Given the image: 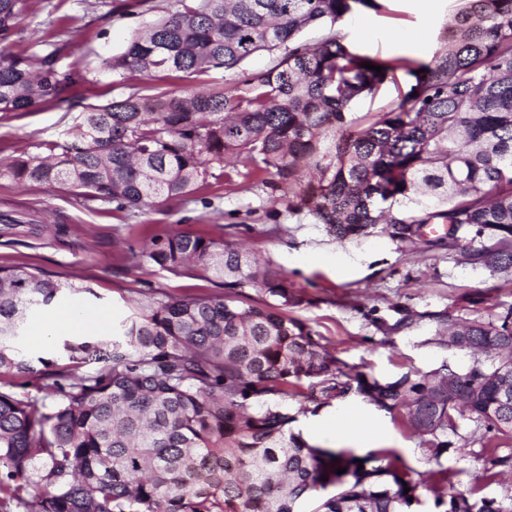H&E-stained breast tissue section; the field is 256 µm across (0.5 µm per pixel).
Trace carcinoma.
I'll return each mask as SVG.
<instances>
[{"instance_id":"1","label":"carcinoma","mask_w":512,"mask_h":512,"mask_svg":"<svg viewBox=\"0 0 512 512\" xmlns=\"http://www.w3.org/2000/svg\"><path fill=\"white\" fill-rule=\"evenodd\" d=\"M178 2L104 60L119 87L135 73L167 85L87 107L66 137L1 162L0 177L132 210L185 201L241 164L338 238L379 227L413 243L425 225L446 224L448 250L467 239L473 262L512 267V0H460L402 102L370 117L352 106L395 66L351 52L337 24L376 0ZM26 8L0 0V41L23 40ZM311 27L321 37L301 39ZM260 51L276 54L271 66L246 74ZM213 69L232 90L177 84ZM85 80L57 43L1 48L0 112L70 109ZM140 257L174 274L210 273L224 294L144 291L118 334L65 339L61 363L40 358L39 370L16 346L27 312L77 287L0 267V512H300L329 486L314 512H411L421 489L441 512H512V497L457 491L442 463L458 415L490 444L512 437V399L503 398L512 309L452 320L448 347L470 356L464 368L367 380L288 317L302 303L288 277L239 247L173 231L151 237ZM248 289L264 303H246ZM35 377L42 397L28 390ZM304 387L404 412L436 465L429 480L411 479L389 450L360 457L288 432Z\"/></svg>"}]
</instances>
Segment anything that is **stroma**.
Here are the masks:
<instances>
[{"instance_id": "stroma-1", "label": "stroma", "mask_w": 512, "mask_h": 512, "mask_svg": "<svg viewBox=\"0 0 512 512\" xmlns=\"http://www.w3.org/2000/svg\"><path fill=\"white\" fill-rule=\"evenodd\" d=\"M380 9L357 7L340 23L346 43L357 53L398 61L377 92L355 107L358 115L394 108L409 90L411 74L440 45L455 0H379ZM147 13L113 12L112 0H30L22 26L26 37L65 43L70 63L86 80L74 96L78 107L102 105L118 90L103 59L124 51L144 19L175 11L176 0H148ZM76 109L51 104L31 112H0V160L56 140L73 124ZM206 203L157 202L134 211L87 201L56 186L19 185L0 179V218L60 220L64 236L48 229L27 236L0 237V266H21L76 284L63 305L102 313L107 327L121 324L141 291L153 288L175 298L220 294L215 277L173 274L134 257L133 248L169 230L244 246L266 266L286 274L305 301L288 309L346 364L351 372L392 379L408 371L429 372L442 364L464 363L448 349L443 324L448 317L497 315L512 308V268L490 271L468 257V244L456 250L425 241L408 244L380 231L344 240L303 213L291 212L288 197L240 178L212 185ZM293 432L309 445L344 448L363 456L387 448L399 455L412 479L432 468L405 416L378 409L362 396L315 406L305 397ZM368 420L370 439L349 440L347 413ZM454 452L443 464L455 487L477 496L512 497V466L499 476L485 473L484 433L469 418L449 434Z\"/></svg>"}]
</instances>
